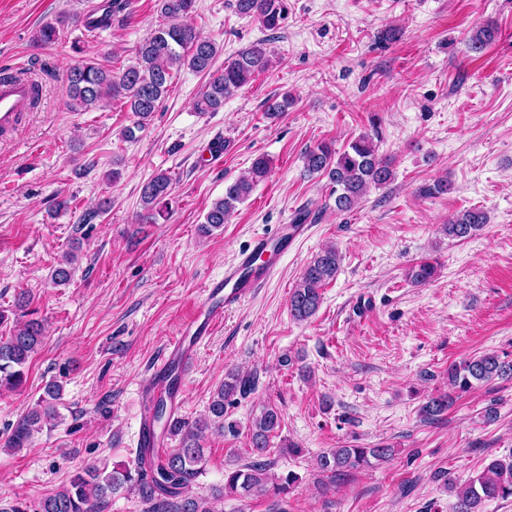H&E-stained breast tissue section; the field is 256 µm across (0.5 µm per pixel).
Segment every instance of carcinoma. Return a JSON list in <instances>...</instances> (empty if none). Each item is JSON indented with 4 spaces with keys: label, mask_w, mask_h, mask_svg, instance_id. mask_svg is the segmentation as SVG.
I'll use <instances>...</instances> for the list:
<instances>
[{
    "label": "carcinoma",
    "mask_w": 512,
    "mask_h": 512,
    "mask_svg": "<svg viewBox=\"0 0 512 512\" xmlns=\"http://www.w3.org/2000/svg\"><path fill=\"white\" fill-rule=\"evenodd\" d=\"M128 0H103L85 17L87 24L106 25L115 14L123 11ZM164 23L158 25L136 49L135 62L117 71L104 66L93 56H86L71 67L68 74L70 112H88L108 100L123 99L128 110L137 117L136 126L143 127L157 111L168 92L174 71L186 67L208 76L196 109L201 114L217 112L224 107V99L248 85L270 64L266 41L256 42L224 62V68H214L218 54L216 43L204 37L190 23L197 11V0H157ZM234 12L241 17L258 20L262 28L277 31L288 20V0H232ZM80 22L75 15L61 14L39 30L37 41L43 45L57 44L70 26ZM498 28L488 23L469 38L470 50L479 53L492 43ZM293 99L283 95L266 103L267 115L277 118L288 111ZM305 169L310 174L328 179L329 196L334 198L338 212L352 210L366 191L374 186L388 184L393 177L391 163L382 158L371 136L362 135L352 140L345 149L336 151L320 144L305 152ZM270 171V160L259 156L252 162L248 175L232 180L224 186V196L215 201L204 216L201 232L211 234L228 221L236 205L244 202L254 186ZM453 189L451 181L441 177L421 189L427 197L444 195ZM173 190V180L167 173H158L141 187L140 221L153 224L156 215L163 213ZM489 219L485 211L472 208L454 217L444 227L448 237L460 241L471 238ZM74 255L66 253L51 274L55 285H64L71 278ZM340 255L336 247L325 248L304 269L299 283L290 296V311L298 321L312 317L321 302V288L336 277ZM436 267L429 261L412 265L407 279L415 285L430 282ZM30 297L20 293L15 304L18 314L9 318L0 311V324L12 322L10 336H0V392L18 389L25 382V368L43 342L42 324L28 315ZM496 378L512 379V360L503 361L494 352L464 359L448 366V392L432 396L420 407L427 420H434L453 404L454 396L470 391L477 383H488ZM256 377L229 372L224 383L213 394L208 414L189 422L171 417L167 403L157 401L153 421L160 425L162 435L179 437L173 448H142L132 465L110 471L88 467L76 472L62 490L41 500L30 508L18 502L0 512H103L112 496L133 489L137 491L145 512H218L210 499L191 494V489L205 472L207 458L201 439L207 430L224 434L226 406L236 397L248 396L254 391ZM61 385L46 384L44 392L27 414L16 424L6 441V448L19 450L30 442L33 434L58 418L56 401ZM280 426V414L272 407L264 408L251 423V447L256 460L244 466L224 470V486L217 498L246 499L264 496L270 500L269 512H285L282 508L288 491L299 484V477L289 472L269 474L270 464L262 459L269 438ZM392 455V449L336 448L320 454L316 459L318 472L334 478L350 469L381 460ZM448 490L457 499L454 512H482L486 501L512 498V459L490 460L466 484L448 480Z\"/></svg>",
    "instance_id": "carcinoma-1"
}]
</instances>
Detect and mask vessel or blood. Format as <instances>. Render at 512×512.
<instances>
[{
    "label": "vessel or blood",
    "mask_w": 512,
    "mask_h": 512,
    "mask_svg": "<svg viewBox=\"0 0 512 512\" xmlns=\"http://www.w3.org/2000/svg\"><path fill=\"white\" fill-rule=\"evenodd\" d=\"M32 88L29 82L18 79L0 83V132L15 129L31 106ZM305 224H281L270 234L255 236L248 248L239 251L224 266L221 278L206 287V297L196 314L184 324L180 336L169 344L156 361L152 372L149 395L141 407L137 444L143 448H164L168 440L152 421L153 405L157 398L166 397L170 405L181 400L182 385L172 379L188 363L195 361L198 346L213 335L224 320L226 311L240 307L253 297L258 288L268 284L276 271L263 263L264 254L285 253L308 236Z\"/></svg>",
    "instance_id": "obj_1"
}]
</instances>
